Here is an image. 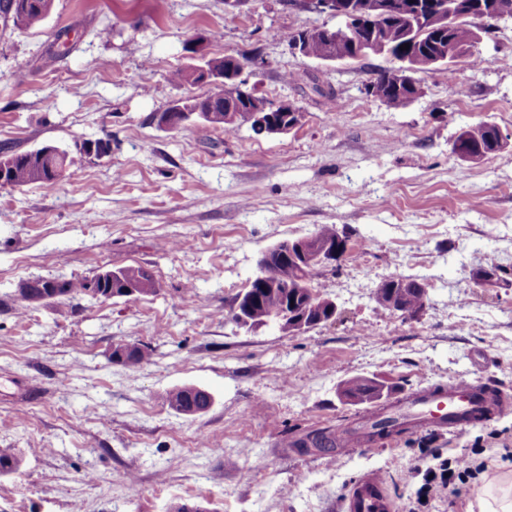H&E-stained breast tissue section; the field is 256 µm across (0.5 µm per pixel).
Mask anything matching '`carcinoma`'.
Instances as JSON below:
<instances>
[{
  "instance_id": "1",
  "label": "carcinoma",
  "mask_w": 512,
  "mask_h": 512,
  "mask_svg": "<svg viewBox=\"0 0 512 512\" xmlns=\"http://www.w3.org/2000/svg\"><path fill=\"white\" fill-rule=\"evenodd\" d=\"M14 4L22 11L21 28L32 29L40 26L45 20L52 8L53 0H0V17L6 16ZM374 24L378 27L395 30V37L385 46L373 52L375 56L388 57L394 62L400 60L407 53L424 56L443 41L466 43L470 39L472 28V25L460 20L452 28L438 35L429 34L423 37L405 51L401 49V46L406 44L404 39L406 22L403 19L387 15L374 21ZM391 72H393L391 68L381 72L370 82V86L374 88L375 95L390 98L392 106H403L407 100L390 93ZM496 134L497 126L483 121L461 128L457 140L468 149L489 150ZM0 154L12 157L11 166L5 173V182L15 187L48 183L50 179L47 177V169L55 165L69 168L75 161V158L65 150L58 151L53 157L40 156L38 149L26 152H12L3 149ZM269 257L268 270L276 274V277L270 279L268 283L255 278L246 289L247 297L250 298L248 317L251 322L263 325L272 316L281 312L291 313L302 309L308 310L311 317L321 316L325 320L328 319L329 315L326 314L328 302L314 292L313 280L317 274V268L302 266L289 259L288 249L284 247L270 251ZM128 285L134 286L141 295L153 294L158 288V283L150 271L141 266H125L114 269L110 283L106 281L93 284L90 278L85 277L67 282L65 288L53 290L49 294V298H74L79 295H90L110 299L124 296V288ZM426 297L424 286L408 278L404 279L402 285L384 280L374 295L375 301L382 307L387 308L392 304L411 316L423 310ZM168 402L173 410L184 415L206 405V399L201 393H195L184 386L170 391ZM405 430L404 418L394 415L392 410H385L380 413L378 419L363 429L361 436L365 441L371 442L381 439L385 435H399Z\"/></svg>"
}]
</instances>
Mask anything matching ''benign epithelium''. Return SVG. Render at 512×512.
<instances>
[{
    "mask_svg": "<svg viewBox=\"0 0 512 512\" xmlns=\"http://www.w3.org/2000/svg\"><path fill=\"white\" fill-rule=\"evenodd\" d=\"M461 0H450L448 12L442 8H430V2L422 0H299V8L313 9L341 20L337 27H320L324 39L317 54H312L304 29L291 33L289 46L293 53L322 62L344 60L338 53L339 47L347 44L355 47L354 53L367 55L371 50L386 43L390 35L385 29H378L372 21L387 14L409 13L415 17L418 33L445 29L448 22H456L470 15L479 20L505 21L512 19V4L506 0H471L461 7ZM368 28L367 37H357V31ZM464 53V49L448 46L441 54L426 60L405 57L399 61L394 71L393 83L397 86H416L413 74L422 68H439L451 57ZM201 64L190 66V79L212 86L209 95L202 98H182L175 100L168 108L155 114L157 124L167 130L175 131L193 119H202L214 125H224L230 130L241 123H248L260 133H285L299 126L304 117L303 112L291 102L271 103L266 98L253 92L244 93L245 106L235 105L234 88H243L242 74L248 65H262L263 59L257 53L249 55L225 53L223 57L200 56ZM224 100V113L212 109L201 110L206 101ZM281 245L307 260L313 259L322 268H335L343 257L347 245L338 241L335 245L315 244L312 239L285 240ZM341 400L348 405H378L392 398V390L383 384H374L373 389L362 394L343 387L339 391Z\"/></svg>",
    "mask_w": 512,
    "mask_h": 512,
    "instance_id": "7a95c632",
    "label": "benign epithelium"
}]
</instances>
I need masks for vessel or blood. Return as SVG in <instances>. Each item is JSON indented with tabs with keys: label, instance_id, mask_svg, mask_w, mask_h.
I'll return each instance as SVG.
<instances>
[{
	"label": "vessel or blood",
	"instance_id": "obj_1",
	"mask_svg": "<svg viewBox=\"0 0 512 512\" xmlns=\"http://www.w3.org/2000/svg\"><path fill=\"white\" fill-rule=\"evenodd\" d=\"M478 389V382L465 381L449 384L438 394L421 390L415 394V408L424 414L428 423L458 430L468 425L469 413L480 405ZM380 487L381 482L374 475L356 482L349 495V512H390L387 500L378 496Z\"/></svg>",
	"mask_w": 512,
	"mask_h": 512
}]
</instances>
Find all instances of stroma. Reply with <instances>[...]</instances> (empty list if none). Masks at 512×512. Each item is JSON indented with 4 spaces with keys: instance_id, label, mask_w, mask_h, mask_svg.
<instances>
[{
    "instance_id": "35a3bbf8",
    "label": "stroma",
    "mask_w": 512,
    "mask_h": 512,
    "mask_svg": "<svg viewBox=\"0 0 512 512\" xmlns=\"http://www.w3.org/2000/svg\"><path fill=\"white\" fill-rule=\"evenodd\" d=\"M334 23L291 0L232 14L224 0H54L41 27L0 23V147L110 142L57 182L0 186V452L22 456L0 478V512H347L368 474L390 512H469L478 483L448 484L443 461L479 446L488 473L507 471L512 412L342 455L308 444L369 414L338 397L354 377L398 400L459 380L512 395V148L478 162L452 151L479 121L512 134V65L494 60L512 54V23L484 36V64L416 73L421 92L400 107L367 91L385 58L290 52L296 28ZM193 38L210 57L259 50L248 89L295 104L301 124L159 128L175 99L211 91L169 80ZM324 224L350 245L318 279L335 318L301 334L240 327L236 297L262 252ZM124 266L149 269L156 292L23 298L36 278ZM490 266L497 278L476 282ZM392 275L424 285L417 316L376 303ZM118 343L145 360L114 363ZM184 385L209 391L210 409L172 410L166 395Z\"/></svg>"
}]
</instances>
